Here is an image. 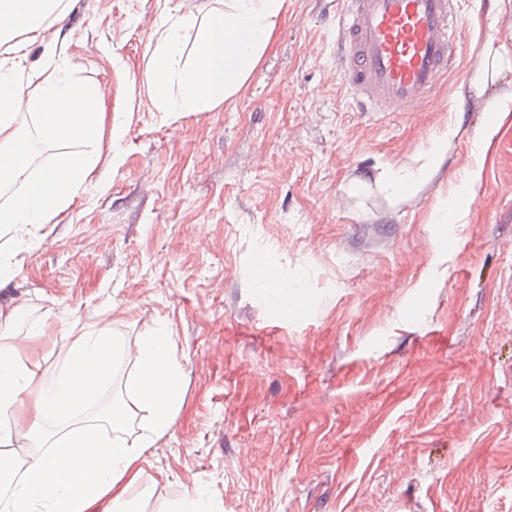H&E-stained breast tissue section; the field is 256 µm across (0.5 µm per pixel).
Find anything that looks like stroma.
<instances>
[{
    "label": "stroma",
    "instance_id": "stroma-1",
    "mask_svg": "<svg viewBox=\"0 0 512 512\" xmlns=\"http://www.w3.org/2000/svg\"><path fill=\"white\" fill-rule=\"evenodd\" d=\"M168 1L219 6L76 0L56 23L124 135L0 290L59 357L75 322L128 349L168 324L183 400L136 507L203 486L224 512H512V0H462L458 69L411 112L353 111L336 0H286L243 88L174 116L131 100ZM464 187L462 221L431 223ZM262 256L300 316L257 293Z\"/></svg>",
    "mask_w": 512,
    "mask_h": 512
}]
</instances>
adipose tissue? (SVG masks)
<instances>
[{
    "mask_svg": "<svg viewBox=\"0 0 512 512\" xmlns=\"http://www.w3.org/2000/svg\"><path fill=\"white\" fill-rule=\"evenodd\" d=\"M69 0H0V288L20 273L19 252L36 244V229L52 223L74 201L97 167L103 135L119 140L121 126H106L102 90L62 75L58 40L45 59L28 65V49L61 20ZM286 0H224L204 19L163 10L145 83L160 112H209L221 107L251 78L268 49ZM31 118L44 144L81 140L79 155L61 156L31 174L32 150L22 130ZM41 319L25 335L0 338V512H131L142 464L157 441L173 431L185 371L165 324L125 351L107 328L69 332L63 360L52 374L24 359L30 341L47 337ZM132 360L125 397L114 400L102 421L85 409L109 387L117 360ZM142 433L122 434L138 413ZM32 450L18 459L12 447Z\"/></svg>",
    "mask_w": 512,
    "mask_h": 512,
    "instance_id": "1",
    "label": "adipose tissue"
}]
</instances>
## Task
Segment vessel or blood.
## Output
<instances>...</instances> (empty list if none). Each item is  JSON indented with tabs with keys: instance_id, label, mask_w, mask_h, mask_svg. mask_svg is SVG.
<instances>
[{
	"instance_id": "vessel-or-blood-1",
	"label": "vessel or blood",
	"mask_w": 512,
	"mask_h": 512,
	"mask_svg": "<svg viewBox=\"0 0 512 512\" xmlns=\"http://www.w3.org/2000/svg\"><path fill=\"white\" fill-rule=\"evenodd\" d=\"M458 0H343L341 84L363 112L411 110L453 70Z\"/></svg>"
}]
</instances>
